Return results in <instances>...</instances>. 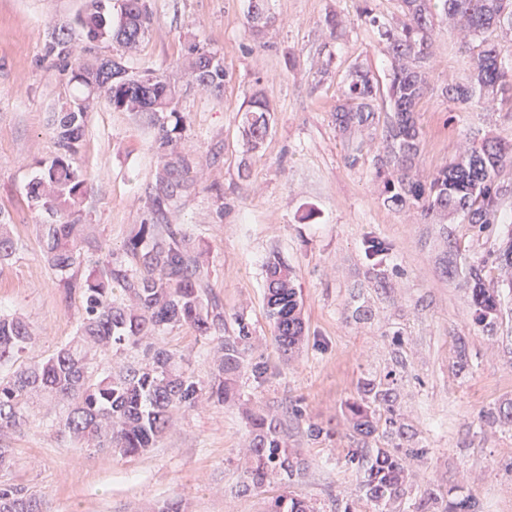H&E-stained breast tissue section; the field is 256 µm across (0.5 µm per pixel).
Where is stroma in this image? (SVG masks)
<instances>
[{"label": "stroma", "mask_w": 512, "mask_h": 512, "mask_svg": "<svg viewBox=\"0 0 512 512\" xmlns=\"http://www.w3.org/2000/svg\"><path fill=\"white\" fill-rule=\"evenodd\" d=\"M147 2L149 27L135 49L79 34L75 56L63 63L45 58L44 44L84 12L86 0H0V214L15 246L0 263V312L30 324L31 353L39 358L76 334L82 299L46 261L38 227L50 216L27 196L54 152L49 115L73 94L66 68L112 56L133 72L157 69L184 90L177 148L192 161V186L166 221L187 229L227 333L235 332L239 313L253 332L237 399L174 411L156 447L127 457L75 447L55 429V410L34 402L21 430L0 436L15 453L0 484L44 495L50 512H158L174 497L183 512H271L286 491L316 512H379L348 461L349 448L362 442L420 451L407 461V492L393 512H412L429 491L471 498L479 512H512V424L503 420L512 412V291L502 293L497 318L482 322L470 278L476 267L485 283H497L496 258L512 240V226L384 205L373 161L380 128L346 135L335 122L353 65L382 82L391 69L376 28L359 17L361 0H266L262 22L253 20L251 0ZM330 14L346 22L335 35L325 24ZM198 47L223 57L221 91L193 84L189 64ZM430 53L429 90L416 112L415 165L425 180L463 145L512 141V104L461 108L443 96L448 83L467 82L472 71L445 15L434 20ZM258 92L272 116L253 150L242 112ZM155 135L142 116L96 97L77 159L89 177L81 219L92 238L79 275L122 257L136 225L151 221L149 190L164 164ZM359 143L363 153L350 162ZM373 238L390 247L379 263L365 253ZM276 258L292 268L302 301L304 340L287 357L266 309L265 270ZM160 339L189 373L208 380L213 341L185 325L165 329ZM256 362L272 369L261 385L248 369ZM369 382L390 384L397 425H379L362 441L346 411ZM266 411L281 418L290 450L306 467L246 492L247 416ZM312 423L327 437L310 440Z\"/></svg>", "instance_id": "35a3bbf8"}]
</instances>
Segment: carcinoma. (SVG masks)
<instances>
[{
	"mask_svg": "<svg viewBox=\"0 0 512 512\" xmlns=\"http://www.w3.org/2000/svg\"><path fill=\"white\" fill-rule=\"evenodd\" d=\"M90 9L76 24L95 40L114 39L125 47H136L150 21L146 0H121L117 24H112L104 0H89ZM405 20L399 27L380 22L369 5L360 17L378 30L395 59L389 75L387 94L392 114L383 121L382 143L386 158L380 167L392 169L383 181L384 203L392 207L416 205L426 215L434 211L460 212L470 224H492L500 218L501 199L506 191L498 175L512 163V143L487 138L459 153L448 166L428 181L413 171L420 152L421 133L414 118L419 101L427 93L425 75L434 10L452 17L469 39L462 41L474 62L469 83L450 84L443 94L457 106L482 100L512 102V58L492 38L498 30L512 32V0H402ZM73 51L72 29L52 32L45 54L67 59ZM95 62L71 72L70 82L81 88L73 96L74 107L53 115L55 151L40 175L28 186L30 200L42 204L53 221L39 225V237L48 260L66 274L64 286L83 298L77 336L61 345L47 358L23 363L0 378V433L23 426L26 409L35 397L62 405L57 425L76 444L86 448L111 449L121 455H138L169 429L172 411L195 409L203 403L222 405L236 394V376L251 347L252 332L244 315L235 317L237 333L223 336L224 312L216 300H204L205 284L199 255L189 249L187 233L180 224H141L125 245L126 260L107 259L85 277L73 273L81 264V250L89 239L90 225L81 223L80 206L88 194L89 182L77 165L84 137L85 117L94 93L105 94L112 104L127 112H142L157 129L155 148L165 159L164 173L152 196L154 214L164 216L167 208L189 188V159L175 148L184 117L175 109L157 112L146 109L136 76L117 78ZM193 79L204 89L219 91L224 86V60L199 49L191 64ZM153 75V99L159 105L178 91L158 70ZM378 80L359 66L349 71L345 88L336 105V127L343 133L360 127L378 126L375 101ZM271 108L263 94H256L245 109L244 132L251 148L259 147L268 135ZM366 255L382 262L387 245L366 242ZM500 275L512 288V244L498 256ZM474 282L472 299L478 320L485 321L498 311L497 295L484 287L481 269L470 272ZM267 314L273 324L274 341L280 352L293 351L304 333L299 295L291 269L281 260L268 263L266 276ZM187 325L203 339L218 338L215 368L208 382L187 373L176 356L155 342L166 327ZM34 342L29 324L11 314H0V366L15 364L28 354ZM144 348L146 361L131 364L121 373L95 372L94 357L122 355L129 348ZM392 402V389L372 386L348 410L354 431L370 436L377 430V408ZM272 413L250 417L251 439L244 490L264 485L274 475H293L296 463ZM349 461L362 473L365 495L387 504L404 495V469L395 452L386 448H353ZM41 495L25 487L0 484V512H44ZM273 512H309L306 503L281 494ZM416 512H477L469 499L444 504L429 492Z\"/></svg>",
	"mask_w": 512,
	"mask_h": 512,
	"instance_id": "cac0c4a2",
	"label": "carcinoma"
}]
</instances>
